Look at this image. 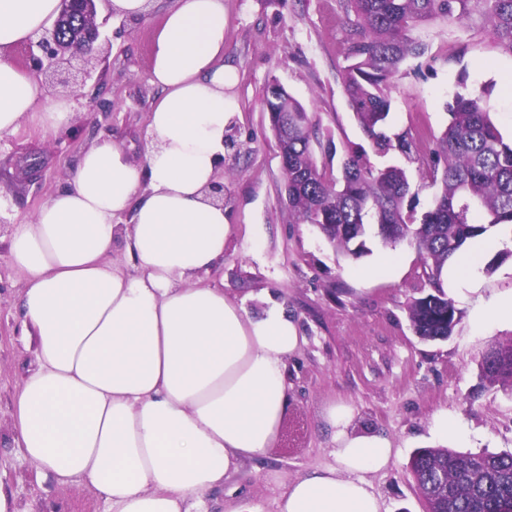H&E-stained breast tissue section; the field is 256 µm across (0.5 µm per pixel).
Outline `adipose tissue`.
<instances>
[{
	"label": "adipose tissue",
	"mask_w": 512,
	"mask_h": 512,
	"mask_svg": "<svg viewBox=\"0 0 512 512\" xmlns=\"http://www.w3.org/2000/svg\"><path fill=\"white\" fill-rule=\"evenodd\" d=\"M58 13L59 0H0V137L28 120L55 130L71 118V100L49 98L12 56ZM150 71L161 95L142 166L120 145L96 143L67 187L13 227L22 331L37 341L14 427L43 480L90 487L107 512H258L211 496L275 447L286 364L302 338L280 305L254 317L199 281L223 265L228 231L209 196L230 119L224 0H179L155 32ZM505 240L487 231L439 276L440 288L472 304L474 328L512 322V291L487 298L480 288V257ZM120 242L127 270L107 260ZM324 418L335 464L283 480L279 512H384L368 476L394 460L392 439L357 427L343 403Z\"/></svg>",
	"instance_id": "adipose-tissue-1"
}]
</instances>
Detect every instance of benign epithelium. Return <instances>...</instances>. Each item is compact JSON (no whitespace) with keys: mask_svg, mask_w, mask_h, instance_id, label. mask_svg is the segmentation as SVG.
I'll return each instance as SVG.
<instances>
[{"mask_svg":"<svg viewBox=\"0 0 512 512\" xmlns=\"http://www.w3.org/2000/svg\"><path fill=\"white\" fill-rule=\"evenodd\" d=\"M98 0H62L61 13H78L80 21L74 35L65 38L57 26L43 30L31 41L28 64L52 86L77 92L92 77L89 59L81 52L84 45H92L101 37L96 23Z\"/></svg>","mask_w":512,"mask_h":512,"instance_id":"1","label":"benign epithelium"}]
</instances>
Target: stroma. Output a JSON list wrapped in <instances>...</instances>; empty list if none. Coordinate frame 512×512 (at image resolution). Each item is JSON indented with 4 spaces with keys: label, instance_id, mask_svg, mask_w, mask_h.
Returning a JSON list of instances; mask_svg holds the SVG:
<instances>
[{
    "label": "stroma",
    "instance_id": "35a3bbf8",
    "mask_svg": "<svg viewBox=\"0 0 512 512\" xmlns=\"http://www.w3.org/2000/svg\"><path fill=\"white\" fill-rule=\"evenodd\" d=\"M174 3L153 0L147 16L133 21L99 12L102 39L91 60L93 77L74 97L69 124L50 132L26 123L0 138V191L8 193L7 221L0 224V488L14 512H105V505L94 490L45 482L18 446L14 401L35 355L33 337L21 330L24 274L7 258L8 239L13 225L29 221L65 188L68 172L90 145L114 142L134 165L142 164L148 115L159 95L150 72L153 38ZM346 29L341 0H224V66L234 74L228 92L238 146L224 164L229 229L219 275L225 296L250 315L278 302L303 338L287 364L291 405L276 447L244 462L224 484L260 512H278L279 477L334 465L324 409L335 401L352 404L356 425L390 437L398 450L389 468L369 476L386 512H424L409 461L415 449L436 445L430 425L439 409L457 412L470 431L465 451L512 452V393L478 377L483 355L512 342V325L475 332L471 306L460 302L451 336L422 341L409 307L433 286L414 245H388L372 235L367 254L352 258L336 251L316 226L288 221L265 88L279 81L338 149L365 143L340 75L348 64ZM412 36L425 52L407 58L394 79L389 133L440 134L448 101L461 93L480 97L511 141L512 97L503 93L502 80L512 70V55L497 46L490 28L436 21L417 26ZM26 155L41 160L40 175L21 169ZM434 161L431 153L410 160L395 151L374 159L406 170L407 201L419 215L438 193L420 174ZM389 250L400 256L399 271L367 276Z\"/></svg>",
    "mask_w": 512,
    "mask_h": 512
}]
</instances>
